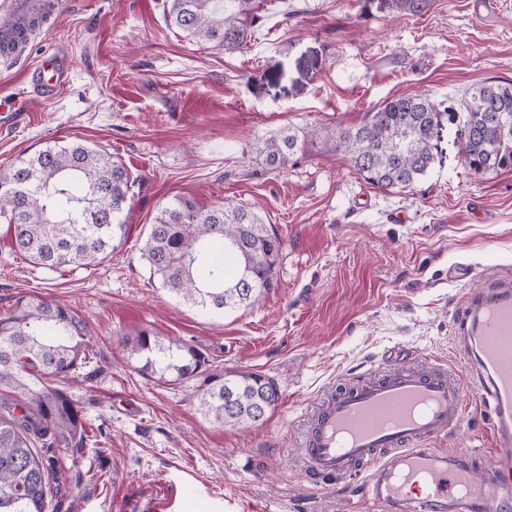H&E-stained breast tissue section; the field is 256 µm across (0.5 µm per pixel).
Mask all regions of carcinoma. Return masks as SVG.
<instances>
[{"mask_svg": "<svg viewBox=\"0 0 512 512\" xmlns=\"http://www.w3.org/2000/svg\"><path fill=\"white\" fill-rule=\"evenodd\" d=\"M395 12L421 14L431 0H387ZM264 0H171L169 25L226 52L252 46ZM460 151L476 174L512 170V83H481L465 100ZM439 103L404 94L373 106L358 125L292 126L257 147L271 170L284 169L309 137L342 152L369 184L404 192L435 163ZM137 178L121 159L81 143L50 145L0 174V220L35 267L88 269L126 234ZM283 240L251 209L199 208L176 199L157 213L142 249L150 274L206 315L250 307L276 285ZM140 374L160 384H190L199 409L223 427L255 425L281 397L261 372L210 371L208 355L188 342L142 329L119 342ZM86 322L70 306L17 301L0 317V512H46L58 451L85 442L82 407L58 381L92 360Z\"/></svg>", "mask_w": 512, "mask_h": 512, "instance_id": "1", "label": "carcinoma"}]
</instances>
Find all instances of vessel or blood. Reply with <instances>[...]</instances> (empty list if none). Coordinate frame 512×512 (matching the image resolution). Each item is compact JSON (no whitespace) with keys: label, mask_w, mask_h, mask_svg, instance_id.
I'll list each match as a JSON object with an SVG mask.
<instances>
[{"label":"vessel or blood","mask_w":512,"mask_h":512,"mask_svg":"<svg viewBox=\"0 0 512 512\" xmlns=\"http://www.w3.org/2000/svg\"><path fill=\"white\" fill-rule=\"evenodd\" d=\"M69 82L62 53L29 71L45 98ZM463 304L455 334L474 390L428 359L377 367L373 377L328 393L311 414L300 443L309 474L354 478L359 497L388 512H512V273L489 274ZM473 400L490 409L495 449L480 474L458 451L432 446L459 433Z\"/></svg>","instance_id":"b4317fda"}]
</instances>
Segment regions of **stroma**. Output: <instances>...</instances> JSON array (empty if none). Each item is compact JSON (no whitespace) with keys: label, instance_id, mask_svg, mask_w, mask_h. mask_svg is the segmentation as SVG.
I'll return each instance as SVG.
<instances>
[{"label":"stroma","instance_id":"stroma-1","mask_svg":"<svg viewBox=\"0 0 512 512\" xmlns=\"http://www.w3.org/2000/svg\"><path fill=\"white\" fill-rule=\"evenodd\" d=\"M469 2L432 0L411 15L363 0H268L251 48L227 53L170 29L168 0H57L0 67V100L19 102L0 113V171L77 140L140 177L124 239L87 270L35 269L0 221V316L23 295L66 303L97 353L68 384L88 439L60 451L46 512H379L350 481L310 477L298 444L322 395L386 352L463 369L455 323L478 282L448 270L512 269V171L477 175L460 154L466 90L512 81V0L491 17ZM58 51L71 80L48 101L26 73ZM409 92L442 104L436 162L412 190L366 183L319 139L282 170L256 152L280 128L358 124ZM177 197L271 224L284 241L276 288L209 316L152 278L140 248ZM145 328L196 345L215 370L274 377L279 403L254 426L212 424L185 386L149 383L122 357L119 339ZM437 446L484 470L485 406L469 405L457 440Z\"/></svg>","mask_w":512,"mask_h":512}]
</instances>
